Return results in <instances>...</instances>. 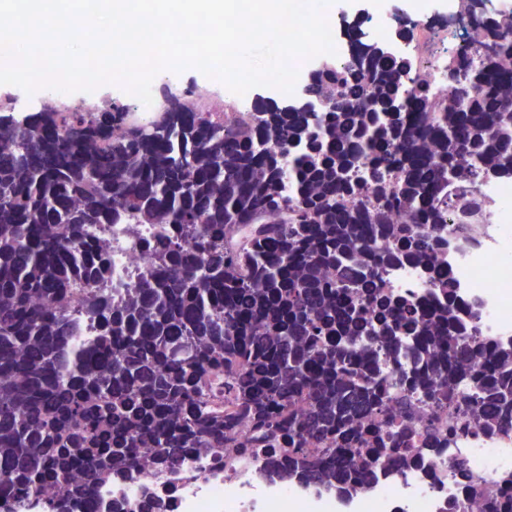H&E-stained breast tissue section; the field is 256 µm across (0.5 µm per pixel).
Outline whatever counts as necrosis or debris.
<instances>
[{
  "instance_id": "necrosis-or-debris-1",
  "label": "necrosis or debris",
  "mask_w": 512,
  "mask_h": 512,
  "mask_svg": "<svg viewBox=\"0 0 512 512\" xmlns=\"http://www.w3.org/2000/svg\"><path fill=\"white\" fill-rule=\"evenodd\" d=\"M337 58L355 52L370 31L363 19L337 17L330 24ZM487 219L469 241L454 243L442 259L457 287L461 315L476 324L481 337L512 344V179L489 178L477 186ZM156 224H108L92 235L108 250L112 286L126 292L145 265L144 241L158 237ZM389 292L427 300L432 290L424 273L403 265L385 275ZM152 449L137 453L131 477L100 482L95 490L103 507L113 501L134 507L147 497L158 498L166 512H489L488 496L512 475V435L471 430L451 436L448 444L422 448L404 474L385 469L376 478L355 484L348 497L321 483L282 480L255 458L238 459L213 468L205 456L194 454L186 471L170 474L152 461ZM484 494H475L473 483Z\"/></svg>"
}]
</instances>
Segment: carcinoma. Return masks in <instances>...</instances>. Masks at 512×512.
Segmentation results:
<instances>
[{
  "instance_id": "1",
  "label": "carcinoma",
  "mask_w": 512,
  "mask_h": 512,
  "mask_svg": "<svg viewBox=\"0 0 512 512\" xmlns=\"http://www.w3.org/2000/svg\"><path fill=\"white\" fill-rule=\"evenodd\" d=\"M471 27L444 98L379 40L313 72L302 97L322 112L165 87L143 124L109 95L31 110L0 94V512H98L95 485L145 443L170 472L265 448L269 468L347 490L380 461L411 465L396 422L457 379L467 426L512 433V350L467 335L438 267L472 231L478 179L512 175V16ZM120 221L164 231L114 304L89 231ZM398 262L435 301L385 292ZM79 306L99 323L87 350L69 344ZM372 340L411 363L394 398L363 358Z\"/></svg>"
}]
</instances>
